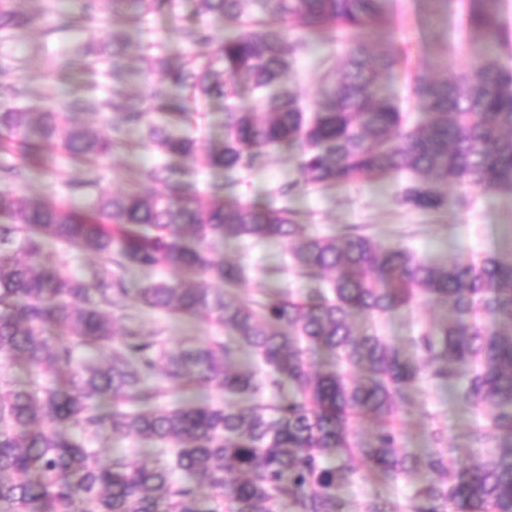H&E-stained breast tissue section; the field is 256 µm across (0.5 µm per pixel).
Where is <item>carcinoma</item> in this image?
<instances>
[{
  "mask_svg": "<svg viewBox=\"0 0 512 512\" xmlns=\"http://www.w3.org/2000/svg\"><path fill=\"white\" fill-rule=\"evenodd\" d=\"M96 0L62 27L92 33ZM217 15L227 32L179 28L197 47L176 67L160 57L179 97L153 92L128 97L115 114L108 97L72 86V76L107 79L121 69V35L87 42L62 55L55 72L67 88L38 112L12 106L27 96L0 66V152L21 148L34 165L62 149L89 178L67 183L75 194L97 186L96 166L120 144L112 133L139 126L162 156L177 154L192 168L235 173L253 168L268 149L300 148L299 180L284 183L288 200L299 185L330 187L406 176L399 203L443 205L436 183L494 187L512 194V47L495 0H448L458 38L477 32L483 47L453 78L428 70L410 77L418 112L381 94L379 78L401 62L392 44L395 0H197V16ZM32 18L0 0V32L22 34ZM384 31V39L370 42ZM321 41L344 48L342 67L308 107L288 85L294 55ZM256 93V107L235 105L238 87ZM224 100V143L198 151L196 139L152 123L166 112L176 126L200 105ZM100 117L92 132L81 117ZM26 165H1L0 362L18 363L27 378L0 388V512H512V261L494 254L444 265L401 246H385L355 231L305 233L288 207L250 203L215 187L199 194L167 163L142 170L140 188L99 191L78 216L59 201L35 202L8 184ZM229 239L288 240L291 267L320 281L303 299H243L235 294L243 269L223 260ZM55 240L101 263L89 277L40 262ZM129 266L169 271L142 288L126 286ZM224 283L216 291L206 281ZM426 298L452 318L423 329L405 357L377 330L356 333L357 314L380 317ZM137 306L199 318L231 336L164 349L158 333L115 326ZM257 370L229 365L238 347ZM328 351L334 369L314 372L309 355ZM99 351L102 359L85 356ZM164 371L174 386L217 389L228 404L169 407L149 379ZM458 399L482 424L475 441H493L487 456L448 469L445 431L432 424L436 449L423 456L401 447L399 406L419 383L455 384ZM293 387L279 397L283 383ZM374 427L367 440L353 430ZM104 433L135 437L154 448L140 461L114 454L102 464L89 447ZM417 483L402 501L368 499L351 507L336 488L361 467ZM209 489L208 495L201 489Z\"/></svg>",
  "mask_w": 512,
  "mask_h": 512,
  "instance_id": "1",
  "label": "carcinoma"
}]
</instances>
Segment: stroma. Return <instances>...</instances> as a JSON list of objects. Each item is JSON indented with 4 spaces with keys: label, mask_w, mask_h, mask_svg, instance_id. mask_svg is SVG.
<instances>
[{
    "label": "stroma",
    "mask_w": 512,
    "mask_h": 512,
    "mask_svg": "<svg viewBox=\"0 0 512 512\" xmlns=\"http://www.w3.org/2000/svg\"><path fill=\"white\" fill-rule=\"evenodd\" d=\"M17 9L34 16V23L24 35L16 38L0 36V58L13 62L16 78L39 86L51 82L55 60L65 51L84 42L85 34L61 29L65 16L79 13L82 0H17ZM98 22L95 39L109 41L113 29L126 33L128 45L122 59L120 82L104 81L96 94L122 99L151 89H163V75L150 67L149 60L158 55L177 63L189 53L190 47L179 36L182 25L195 21V0H177L174 7H161L142 14L140 25L125 22L128 14L137 12L130 0L122 13L112 11L110 0H98ZM402 14L395 46L404 61L400 68L384 76V93L404 99L406 77L418 69H431L442 64L448 54L458 61L471 58L480 45L479 35H472L464 44H457L448 26V0H398ZM344 49L337 43H317L295 57L288 83L295 88L305 104H313L321 95L326 76L335 74L343 60ZM127 137L137 147L122 149L100 162L101 190L109 193L129 189L137 172L159 162L154 147L142 140L140 130L128 131ZM299 150L280 146L270 150L257 168L235 176L234 192L241 199L267 202L276 187L297 180ZM84 171L73 165L67 154L53 153L46 166L30 168L28 179L19 185V192L34 200L58 199L75 211H83L81 194L70 195L65 185L82 179ZM398 180H363L327 188L299 187L289 201L293 217L313 235H340L358 228L384 245H401L421 257L441 264L479 257L488 253L503 260H512V194L497 189H473L457 183L442 186L445 205L439 210H416L397 201ZM225 260L242 266L246 280L239 288L240 296L272 294L282 297H303L315 283L285 271L289 245L284 241L260 244L226 241L221 249ZM445 307L419 300L411 308L390 313L380 323V331L404 352H411V340L422 328L445 319ZM140 320L150 330L160 331L168 350H178L185 340L200 343L222 335V328L207 322L161 312L143 311ZM405 420L401 443L415 454L431 448L429 425L437 423L448 433V461H464L475 448L470 441L474 419L469 409L457 398L454 389L434 382L423 385L419 397L407 400L400 407ZM412 490L410 482L379 475L360 477L355 483L337 487L336 494L355 504L369 499H402Z\"/></svg>",
    "instance_id": "obj_1"
}]
</instances>
